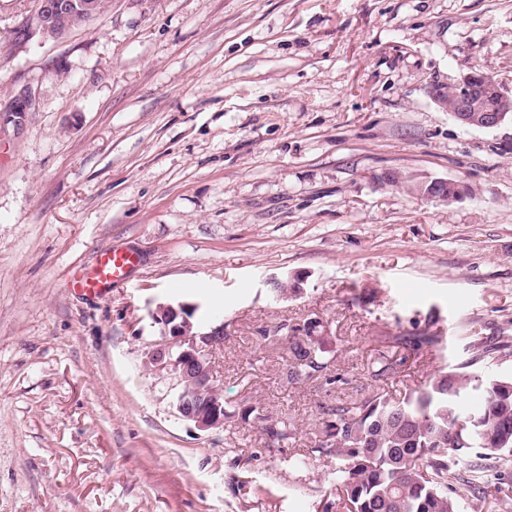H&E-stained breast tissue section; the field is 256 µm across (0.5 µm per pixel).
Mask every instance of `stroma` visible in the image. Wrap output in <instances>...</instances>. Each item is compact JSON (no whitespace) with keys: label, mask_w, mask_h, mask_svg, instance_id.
Segmentation results:
<instances>
[{"label":"stroma","mask_w":512,"mask_h":512,"mask_svg":"<svg viewBox=\"0 0 512 512\" xmlns=\"http://www.w3.org/2000/svg\"><path fill=\"white\" fill-rule=\"evenodd\" d=\"M35 9L0 0V512H320L313 433L370 392L379 336L444 338L392 395L467 362L512 375L476 358L512 342V126L435 97L473 67L512 90V0H106L60 39ZM108 247L141 262L71 294ZM174 301L223 323L213 376L248 421L198 430L144 367ZM310 320L336 383L289 380L263 339ZM269 421L294 440L269 446ZM448 182L452 184L459 182L465 187V190L456 192L455 194H448ZM432 188H434V190H432ZM411 190L425 198L448 201V203L472 194V189L468 183L460 179L451 178L435 180L428 186H426L425 183H417L415 186L411 187Z\"/></svg>","instance_id":"obj_1"}]
</instances>
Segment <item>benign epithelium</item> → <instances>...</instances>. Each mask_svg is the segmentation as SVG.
Wrapping results in <instances>:
<instances>
[{"instance_id": "1", "label": "benign epithelium", "mask_w": 512, "mask_h": 512, "mask_svg": "<svg viewBox=\"0 0 512 512\" xmlns=\"http://www.w3.org/2000/svg\"><path fill=\"white\" fill-rule=\"evenodd\" d=\"M71 10L88 20L96 15L92 0H37V19L42 33L58 39L65 30L55 24V16ZM437 99L452 116L468 127L495 129L512 118V96L494 77L472 68L448 89V95ZM416 194L428 199L456 201L472 194L465 181L440 179L426 185L411 187ZM196 305L186 301L160 304L151 313L161 328V340L146 352L144 363L171 373L181 388L176 409L180 415L202 431L224 428V408L209 399L212 390L221 391L213 379L215 353L224 345V324L213 325L209 331L192 333L185 324L187 313Z\"/></svg>"}]
</instances>
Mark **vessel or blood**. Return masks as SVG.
<instances>
[{
	"mask_svg": "<svg viewBox=\"0 0 512 512\" xmlns=\"http://www.w3.org/2000/svg\"><path fill=\"white\" fill-rule=\"evenodd\" d=\"M140 262L139 256L130 250L107 248L101 250L87 274H79L69 282L73 293L91 298H104L113 286L126 281L132 268Z\"/></svg>",
	"mask_w": 512,
	"mask_h": 512,
	"instance_id": "vessel-or-blood-1",
	"label": "vessel or blood"
}]
</instances>
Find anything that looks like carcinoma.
Masks as SVG:
<instances>
[{
    "instance_id": "1",
    "label": "carcinoma",
    "mask_w": 512,
    "mask_h": 512,
    "mask_svg": "<svg viewBox=\"0 0 512 512\" xmlns=\"http://www.w3.org/2000/svg\"><path fill=\"white\" fill-rule=\"evenodd\" d=\"M317 325L281 324L264 333L272 342L288 338V377L293 381L325 373L335 355ZM388 349L371 362L374 389L363 399L328 409L315 434L316 448L332 464L338 512H462L456 485L482 495L485 512L512 507V484L492 481L512 462V378H480L463 364L438 369L401 399L381 384L395 377L409 357L423 358L441 341L435 331L421 336H379ZM473 392L482 402L471 419L459 400ZM272 444L294 439V428L270 423Z\"/></svg>"
}]
</instances>
